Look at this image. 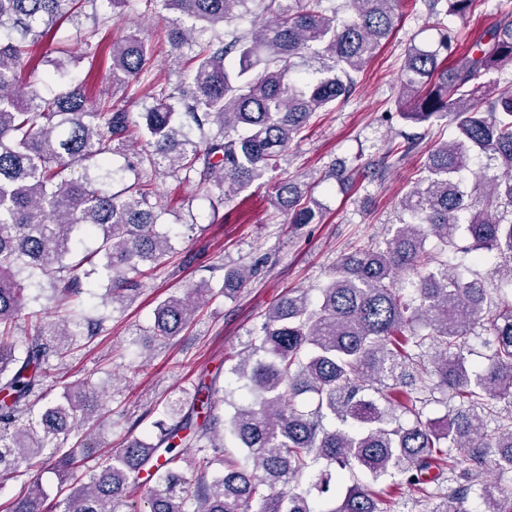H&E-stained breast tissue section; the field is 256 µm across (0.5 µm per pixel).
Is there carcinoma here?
<instances>
[{"label":"carcinoma","instance_id":"cac0c4a2","mask_svg":"<svg viewBox=\"0 0 512 512\" xmlns=\"http://www.w3.org/2000/svg\"><path fill=\"white\" fill-rule=\"evenodd\" d=\"M193 22L212 27L252 13L271 20L218 42L199 43L195 27L168 28V43L180 63L174 87L153 75L154 52L137 34L112 41V87L135 81L151 105L134 116L102 92L68 84L47 98L22 92L18 73L38 67L33 49L64 16L82 12L86 0H0V483L20 467L44 464L47 449L69 471L80 463L61 452L78 419L103 407L89 385L70 384L63 396L34 415L30 399L51 376L50 358L75 344L65 320L35 318L21 353L12 325L28 305V281L46 279L50 298L68 304L83 293L82 279L102 267L110 273L104 298L132 302L140 293L143 267L174 252L172 237L156 231L162 204L152 176L196 178L217 199L266 184L278 157L317 112H328L355 91L356 78L395 28L396 0H345L346 12H326L323 0H160ZM439 41L430 49H407L400 119L425 124L450 117L456 135L429 149L416 186L400 201V220L385 247L345 255L336 276L314 300L304 290L281 299L252 333L250 351L230 367L247 395L217 397L216 377L199 383L188 402L168 400L149 441L134 438L88 472L65 500V512H395L355 480L331 485L324 474L312 488L330 499L318 511L301 478L323 464L339 472L385 476L409 486L422 502L439 498L430 512H463L479 490L481 512H512L506 495L484 479L487 464L512 471V416L492 432L485 412L512 399V85L499 73L512 66V19L460 50L461 38L445 19H465L477 0H424ZM105 21L77 29L89 47ZM208 131L193 140L186 128ZM140 144L137 165L144 179L111 189L112 147ZM497 170L467 190L464 175L475 165ZM68 168L78 179L63 180ZM311 185L280 180L271 185L273 206L291 224H318L323 214L302 203ZM102 231L97 252L69 262L74 229ZM480 260L495 251L508 262L493 272L495 283L468 280L431 269L428 237L454 244L459 230ZM408 275L413 291L398 287ZM252 269L224 273V294L244 286ZM211 288L203 282L186 295H170L155 312L150 332L167 341L193 320ZM490 323L495 350L474 370L464 351L475 325ZM431 329L422 334L418 327ZM436 346L426 363L412 348ZM437 390L459 401L452 417L423 419L418 392ZM309 394L314 408L301 411L295 398ZM233 409L228 418L219 405ZM412 418L404 425L394 410ZM236 441L239 455L222 449ZM467 454L469 470L444 495L445 473ZM196 473L188 490L182 470ZM143 501L129 487L141 474ZM45 492L36 481L9 512H37Z\"/></svg>","mask_w":512,"mask_h":512}]
</instances>
